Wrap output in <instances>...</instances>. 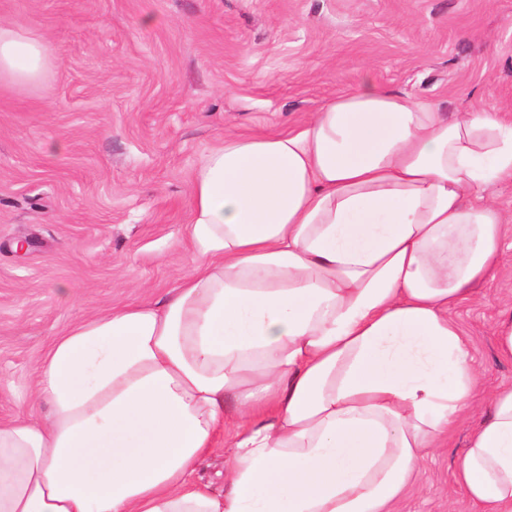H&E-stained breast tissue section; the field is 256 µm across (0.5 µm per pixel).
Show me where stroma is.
<instances>
[{"mask_svg":"<svg viewBox=\"0 0 512 512\" xmlns=\"http://www.w3.org/2000/svg\"><path fill=\"white\" fill-rule=\"evenodd\" d=\"M55 54L0 87V421L70 325L155 300L190 270L192 174L225 131H286L363 82L512 116V0H0ZM512 310V246L452 310L480 394L512 386L492 328ZM459 429L393 512H477Z\"/></svg>","mask_w":512,"mask_h":512,"instance_id":"1","label":"stroma"}]
</instances>
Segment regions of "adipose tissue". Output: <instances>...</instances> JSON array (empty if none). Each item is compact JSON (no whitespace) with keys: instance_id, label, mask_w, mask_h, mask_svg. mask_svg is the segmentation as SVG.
Returning <instances> with one entry per match:
<instances>
[{"instance_id":"obj_1","label":"adipose tissue","mask_w":512,"mask_h":512,"mask_svg":"<svg viewBox=\"0 0 512 512\" xmlns=\"http://www.w3.org/2000/svg\"><path fill=\"white\" fill-rule=\"evenodd\" d=\"M51 65L0 23V84ZM512 119L366 82L296 130L226 133L192 175L191 269L39 360L48 415L0 422V512H389L429 449L512 512V387L476 400L448 310L494 277ZM224 459V488L197 475Z\"/></svg>"}]
</instances>
